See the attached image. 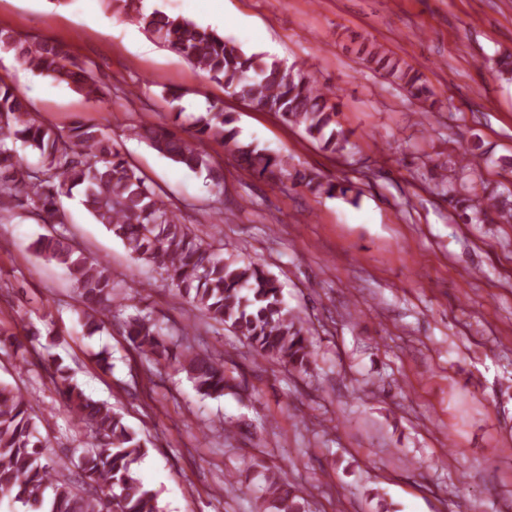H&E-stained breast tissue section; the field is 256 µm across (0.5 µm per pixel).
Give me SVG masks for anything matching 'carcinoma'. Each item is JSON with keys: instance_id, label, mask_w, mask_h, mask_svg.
Wrapping results in <instances>:
<instances>
[{"instance_id": "1", "label": "carcinoma", "mask_w": 512, "mask_h": 512, "mask_svg": "<svg viewBox=\"0 0 512 512\" xmlns=\"http://www.w3.org/2000/svg\"><path fill=\"white\" fill-rule=\"evenodd\" d=\"M123 2L137 12L157 43L224 84L229 93L303 129L324 151L341 155L347 149L348 138L336 129V92L319 85L312 75L250 53L192 21L158 10L144 14L140 0ZM0 52L88 99H103L91 71L63 43L23 40L0 29ZM364 61L410 98L432 96L421 76L381 45L365 48ZM184 111L179 107L172 113L170 127L143 123L131 129V136L183 169L206 174L219 197L224 179L214 173L204 150L210 142L252 175L280 184L288 180V160L241 142L235 118L224 111L222 102L206 100L198 116H186ZM22 150L34 154L37 164L24 163ZM301 179L320 195L345 197L353 191L348 181H324L317 175ZM458 194L454 185H448L464 222L512 223V200L504 193L472 185L465 197ZM75 196L134 261L164 275L175 295L200 311L210 327L230 329L256 355L295 371L307 373L316 363L310 328L288 310L274 275L251 261L224 257L183 223L177 208L159 196L99 125L78 121L66 131L47 125L30 112L20 90L0 79V213L22 209L51 226L31 244L32 253L66 269L79 298L80 320L91 336L112 323L114 309L129 306L132 299L112 279L110 267L89 258L70 235L61 198ZM122 329L129 346L156 371L178 363L199 394L218 398L235 388L224 370V358L188 340L189 326L174 333L142 305L123 321ZM40 361L56 380L62 403L90 425L98 439L96 447L81 450L76 463L81 483L95 487V492H87L57 469L31 399L19 386L0 380V495L21 504L25 512H162L160 491L144 484L134 469L148 453L147 440L127 426L120 411L86 395L57 357L42 355ZM265 479L257 512H306L304 492L290 485L284 472L272 471Z\"/></svg>"}]
</instances>
